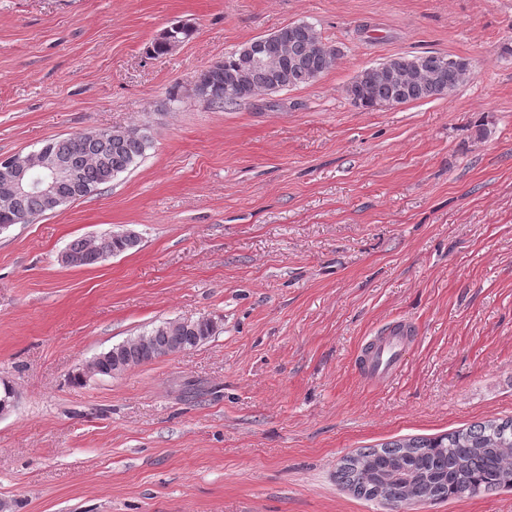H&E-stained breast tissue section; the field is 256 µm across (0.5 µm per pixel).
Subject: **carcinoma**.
I'll use <instances>...</instances> for the list:
<instances>
[{"instance_id": "carcinoma-1", "label": "carcinoma", "mask_w": 512, "mask_h": 512, "mask_svg": "<svg viewBox=\"0 0 512 512\" xmlns=\"http://www.w3.org/2000/svg\"><path fill=\"white\" fill-rule=\"evenodd\" d=\"M279 33L288 42V54L270 70L243 65L238 49L224 56L212 68L201 73L207 85V105L222 108L248 97L230 93L236 80L245 76L258 92L297 88L316 81L336 59V47L323 41L317 30L302 23L287 26ZM422 67L415 78L403 85L374 71L347 88L351 101L363 108H375L390 102L407 103L443 92L439 83L450 87L461 84L457 72L444 65V56L427 53L418 56ZM49 148L68 161L75 170L74 181L64 192L79 199L96 194L119 174L136 166L151 147L147 128L133 125L112 134L87 138L75 134L63 139H49ZM43 216L50 212L35 193L17 198L0 214V224L8 214ZM140 243L135 231L127 240L115 243L100 235L72 241L69 250L77 267L92 266L117 251L126 253ZM215 333V323L198 319L183 325L178 320L162 321L143 333L145 340L124 347L120 344L102 353L96 361L99 371L110 376L113 369L123 372L155 359L188 350L207 341ZM342 478L358 495L378 500L387 508L408 501H434L512 489V418L480 422L466 429L431 438H414L387 443L379 448H364L344 460Z\"/></svg>"}]
</instances>
